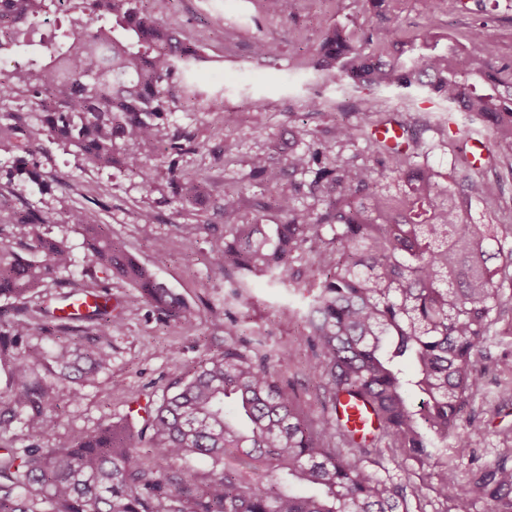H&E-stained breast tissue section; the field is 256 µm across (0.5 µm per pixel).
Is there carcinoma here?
<instances>
[{"label":"carcinoma","instance_id":"1","mask_svg":"<svg viewBox=\"0 0 512 512\" xmlns=\"http://www.w3.org/2000/svg\"><path fill=\"white\" fill-rule=\"evenodd\" d=\"M69 4L0 0V60L12 63L0 72V99L22 95L41 114L39 130L0 115V148L13 153L9 182L42 183L27 157L44 132L97 166L121 167L147 183L151 169L140 146L160 136L172 87L201 60L199 51L177 41L145 0H80L67 25L45 29ZM435 25L431 19L409 37L389 28L357 37L329 25L309 66L336 73L343 90L435 97L490 129L511 159L512 67L493 65L482 30L441 48ZM360 141L376 165L339 154L335 165H321L332 143ZM334 142H313L290 161L300 172L320 165L310 183L324 202L316 214L283 197V223L238 224V196L224 193V249L213 266L237 276L240 288L258 275L283 284L295 254L313 245L311 373L331 404L348 395L373 408L379 425L372 437L356 442L331 413L308 418L251 349L233 342L201 361L146 420L152 451L172 462L208 460L206 482L189 471L177 479L140 467L134 436L118 425L41 447L37 437L61 417L56 395L79 398L111 364L107 338L121 317L112 313L110 289L96 285L79 294L92 299L83 313L23 304L0 322V358L11 361L0 440L21 432L29 440L0 449V512H421L418 487L382 465L385 448L402 449L419 465L420 484L452 499L455 512H473L479 502L484 512H512L511 458L474 470L465 483L453 464L465 448L454 436L459 414L482 389V360L506 306L501 274L512 266V225L476 222L469 204L495 199L501 185L478 175L463 145L445 180L415 143L393 151L344 121ZM15 223L25 233L17 249L0 242V300L76 287L59 278L73 259L64 241L43 231L45 218L0 212V235ZM71 223L92 266L137 288L128 302L181 317V298L112 239L109 225L82 210ZM499 257L506 265L492 267ZM41 334L54 342L49 383L33 376L37 358L22 349ZM334 438L349 450L333 447ZM228 451L275 479L251 486L224 466Z\"/></svg>","mask_w":512,"mask_h":512}]
</instances>
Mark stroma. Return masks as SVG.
<instances>
[{
  "mask_svg": "<svg viewBox=\"0 0 512 512\" xmlns=\"http://www.w3.org/2000/svg\"><path fill=\"white\" fill-rule=\"evenodd\" d=\"M147 5L203 57L191 78L194 99L177 97L160 139L141 149L152 182L97 168L74 150L48 141L33 157L43 184L17 183L5 191L7 167L0 165V211L26 208L46 217L51 236L66 239L74 255L68 278L108 284L113 301L121 305L123 324L110 337V368L81 398L57 397L60 425L41 436L45 448L55 447L59 435L121 419L132 431H141L146 410L158 406L203 359L222 354L233 340L228 336L233 327L241 330L233 341L266 356L303 413L322 417L328 396L311 376L316 352L304 320L315 290L296 275L311 262V249L299 251L286 285L254 277L247 288L235 289L233 280L210 264L212 253L224 245L225 193L239 195L244 224L283 223L276 204L282 194H292L299 208L322 209L321 198L309 191L313 173L292 172L288 160L330 138L341 115L367 130L386 120L403 124L436 168L449 171L451 144L466 126L462 114L447 112L441 102L426 97L344 92L332 77L301 67L302 59L315 54L328 24L364 30L386 25L409 35L433 17L441 36L460 41L482 29L494 64H512V0H448L447 10L434 16L424 0H385L379 16L366 11L363 0H288L284 18L268 15L263 0H147ZM260 41L273 46V55H253ZM215 96L223 98V111L207 108ZM248 96L262 99L263 108H242ZM370 100L376 106L368 113L364 104ZM481 138L487 154L477 165L502 191L476 205L473 216L486 224H512V167L503 163L490 131ZM173 139L184 149L170 156L165 148ZM258 154L268 157L271 177H253L252 160ZM176 175L203 183L205 192L195 206L181 207L172 183ZM76 208L89 209L110 225L113 238L185 301V318L163 321L150 304L127 303L131 285L89 267L83 239L69 221ZM281 350L289 352L288 363L279 361ZM483 364L482 392L468 400L458 420L459 434L469 438L465 455L456 462L463 480L500 457L512 458V311L498 323Z\"/></svg>",
  "mask_w": 512,
  "mask_h": 512,
  "instance_id": "1",
  "label": "stroma"
}]
</instances>
